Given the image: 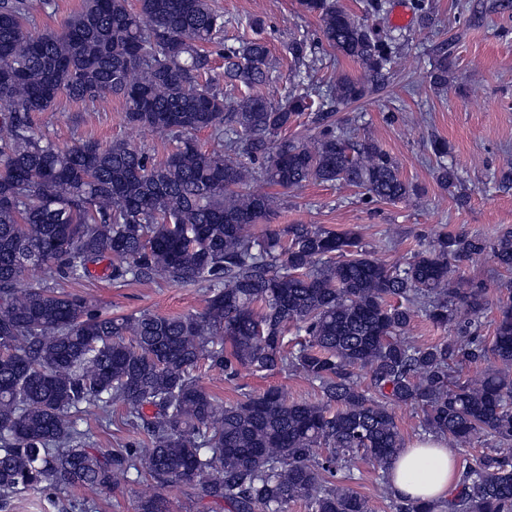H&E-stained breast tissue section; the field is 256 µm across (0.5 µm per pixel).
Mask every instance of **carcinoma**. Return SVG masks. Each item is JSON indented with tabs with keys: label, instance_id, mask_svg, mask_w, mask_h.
<instances>
[{
	"label": "carcinoma",
	"instance_id": "cac0c4a2",
	"mask_svg": "<svg viewBox=\"0 0 512 512\" xmlns=\"http://www.w3.org/2000/svg\"><path fill=\"white\" fill-rule=\"evenodd\" d=\"M299 5L362 70L336 78L308 141L280 137L310 108L307 97L273 106L259 93L271 68L262 39L224 48V77L241 97L224 99L208 78L207 46L224 33L209 0H139L135 10L83 0L40 34L35 12L51 0H0V498L76 487L94 501L134 472L189 484L228 512H285L297 500L308 512H374L348 486V459L361 453L388 475L404 449L396 408L411 406L424 432L459 448L489 437L496 449L462 466L445 505L398 500L396 512H512V282L489 347L484 289L453 286L458 263L474 255L511 274L512 229L493 240L440 234L394 269L352 231L254 232L278 206L258 182H340L386 202L414 194L375 140L336 119L338 106L368 97L396 69V38L339 0ZM61 95L116 97L127 124L175 150L155 163L124 140L60 148L34 113ZM201 130L217 149H199L192 134ZM107 258L113 286L203 285L205 310L111 316L42 278L80 281ZM419 317L456 336L419 342ZM490 357L498 366L478 382L461 378ZM202 360L228 380L241 367L296 371L320 401L289 402L272 387L223 405L194 375ZM114 403L138 438L103 454L80 423ZM318 448L329 453L319 458ZM137 512H170L169 501L143 498Z\"/></svg>",
	"mask_w": 512,
	"mask_h": 512
}]
</instances>
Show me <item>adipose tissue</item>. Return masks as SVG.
Instances as JSON below:
<instances>
[{
	"label": "adipose tissue",
	"mask_w": 512,
	"mask_h": 512,
	"mask_svg": "<svg viewBox=\"0 0 512 512\" xmlns=\"http://www.w3.org/2000/svg\"><path fill=\"white\" fill-rule=\"evenodd\" d=\"M389 483L407 501L447 500L458 484L453 454L444 440L430 436L416 441L394 463Z\"/></svg>",
	"instance_id": "ef3b65f1"
}]
</instances>
